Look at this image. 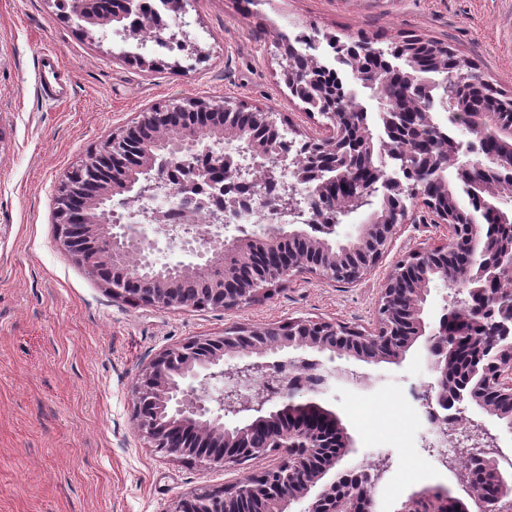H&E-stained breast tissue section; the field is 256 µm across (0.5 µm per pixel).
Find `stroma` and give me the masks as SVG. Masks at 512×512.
Instances as JSON below:
<instances>
[{
	"instance_id": "35a3bbf8",
	"label": "stroma",
	"mask_w": 512,
	"mask_h": 512,
	"mask_svg": "<svg viewBox=\"0 0 512 512\" xmlns=\"http://www.w3.org/2000/svg\"><path fill=\"white\" fill-rule=\"evenodd\" d=\"M207 54L138 50L112 30L85 32L55 0H0V512H172L188 494L219 489L276 466L269 454L209 467L156 450L133 422L135 387L159 352L234 324L292 319L371 331L394 264L429 243L430 224L399 226L360 282L294 277L234 311L174 309L116 298L62 247L56 196L65 175L140 112L186 97H230L285 118L286 135H317L323 116L281 78V39L308 37L337 69L382 134L378 104L330 39L351 44L410 37L441 42L512 95V0H187L178 19ZM56 50L63 100H48L38 61ZM367 386L336 383L320 402L355 441L345 465L386 455L377 512H396L426 485L454 487L414 391L433 374L423 343L397 363H355Z\"/></svg>"
}]
</instances>
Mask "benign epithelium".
Here are the masks:
<instances>
[{
	"label": "benign epithelium",
	"instance_id": "benign-epithelium-1",
	"mask_svg": "<svg viewBox=\"0 0 512 512\" xmlns=\"http://www.w3.org/2000/svg\"><path fill=\"white\" fill-rule=\"evenodd\" d=\"M70 10L91 27L110 26L125 38L149 34L199 61L206 58L182 26L147 19L140 0H114L112 11L97 13L86 11L85 0H70ZM420 46L429 50L431 65L446 67L448 47L419 38L394 43L391 56L410 66ZM343 49L355 77L382 101L384 72L365 67V50L352 45ZM289 58L286 49L282 75L291 95L320 108L327 118L320 136L301 141L302 154L292 158L290 151L279 150L282 127L266 108L252 109L244 125L238 120L242 104L229 98L215 103L187 97L154 106L112 134L92 161L61 183L55 222L63 246L114 296L162 308L228 311L270 295L272 288L298 273L335 282L361 280L382 259L398 227L413 219L408 209L395 206L403 197L431 214V223L444 225L449 242L413 250L391 268L373 331L306 319L263 327L239 324L222 335L191 338L155 355L138 378L134 415L138 434L152 447L208 466L281 454L276 467L229 487L184 496L173 512H243L239 503L247 498L261 503L260 512H292L296 503L304 504L301 512H377L373 492L389 469V459L341 466L354 442L335 411L317 400L319 389L290 381L268 391L259 387L257 377L319 365L300 356L307 351L326 353L332 360L394 363L421 336L434 374L422 395L428 420L442 443L465 425L476 450L454 473L457 492L426 486L412 492L395 512H422V503L435 493L453 512H512V465L500 464L504 453L499 434L484 421L490 417L498 430L512 434V265L500 263L512 254V237L486 236L479 225L467 222L448 191L447 170H469V165L450 142L435 158H424L415 167L401 165L406 178L384 177L376 193L381 204L359 225L355 243H338L337 221L367 208V200L330 193L321 173L330 169L346 178L357 167L370 170L378 153L401 151V135L391 110L380 114L388 138L374 142L367 113L336 107V95L320 78L308 77L322 68L318 61L307 58L304 66L296 67L287 63ZM170 112L180 114L175 127L163 122ZM484 126L498 133V164L512 169V125H502L491 108L485 111ZM425 167L441 178L434 199L407 177ZM176 169L189 178L177 188L180 201L195 203L190 192L200 181L224 183V198L208 210L207 224L155 229L199 244L200 262L147 275L143 269L156 265L155 241L136 234L134 227L154 224L156 216L144 205L133 210L130 203L169 187ZM481 171L478 163L470 170L472 190L500 222L511 223L512 211H503L498 202L512 183L487 181ZM254 185L267 188L260 195L258 214L271 221L260 232L249 224L229 227L243 207L240 190ZM77 206L84 217L78 228L71 224ZM460 243L468 247L470 262L454 267L449 259ZM484 279L502 296L493 322H485L481 304L460 309L453 295L451 309L438 326L426 323L430 283ZM469 408L481 418H465ZM257 428L266 433L261 447L253 442Z\"/></svg>",
	"mask_w": 512,
	"mask_h": 512
}]
</instances>
